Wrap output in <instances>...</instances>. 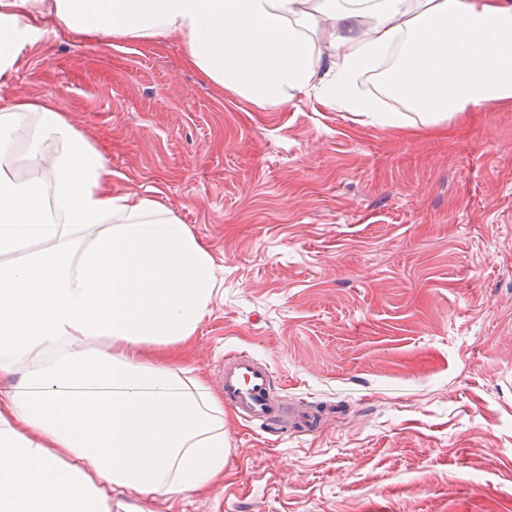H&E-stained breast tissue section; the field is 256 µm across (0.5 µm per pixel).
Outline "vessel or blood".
Returning a JSON list of instances; mask_svg holds the SVG:
<instances>
[{"mask_svg":"<svg viewBox=\"0 0 512 512\" xmlns=\"http://www.w3.org/2000/svg\"><path fill=\"white\" fill-rule=\"evenodd\" d=\"M223 381L227 406L265 427L279 421L282 408L267 365L241 354L227 355Z\"/></svg>","mask_w":512,"mask_h":512,"instance_id":"vessel-or-blood-1","label":"vessel or blood"}]
</instances>
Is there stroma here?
<instances>
[{"mask_svg": "<svg viewBox=\"0 0 512 512\" xmlns=\"http://www.w3.org/2000/svg\"><path fill=\"white\" fill-rule=\"evenodd\" d=\"M53 102L113 189H157L217 293L177 365L223 396L225 355L271 367L277 428L224 411V481L135 512H512V104L447 133L315 94L265 107L176 40L49 35L0 108ZM341 98L349 112H356L358 115L366 116L370 119V123L376 122L398 130H406L414 125L404 112L382 111L377 102L372 98Z\"/></svg>", "mask_w": 512, "mask_h": 512, "instance_id": "obj_1", "label": "stroma"}]
</instances>
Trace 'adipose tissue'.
Returning a JSON list of instances; mask_svg holds the SVG:
<instances>
[{
	"mask_svg": "<svg viewBox=\"0 0 512 512\" xmlns=\"http://www.w3.org/2000/svg\"><path fill=\"white\" fill-rule=\"evenodd\" d=\"M336 36L325 72L310 58L317 17ZM182 43L187 61L262 106L344 93L394 58L390 92L409 113L347 98L348 111L399 130L512 103V0H0V77L51 30ZM52 169L15 181L20 144ZM41 248L24 251L26 241ZM209 251L150 195L116 192L104 156L52 104L0 109V512H112L144 498L211 490L224 478V405L200 376L147 363L177 353L208 314ZM107 340L106 350L75 343Z\"/></svg>",
	"mask_w": 512,
	"mask_h": 512,
	"instance_id": "adipose-tissue-1",
	"label": "adipose tissue"
}]
</instances>
